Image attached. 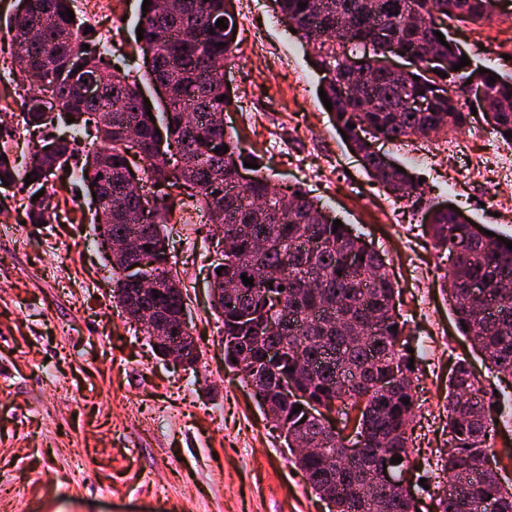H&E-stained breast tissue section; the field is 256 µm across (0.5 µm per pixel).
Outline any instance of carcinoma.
Returning a JSON list of instances; mask_svg holds the SVG:
<instances>
[{
  "label": "carcinoma",
  "mask_w": 512,
  "mask_h": 512,
  "mask_svg": "<svg viewBox=\"0 0 512 512\" xmlns=\"http://www.w3.org/2000/svg\"><path fill=\"white\" fill-rule=\"evenodd\" d=\"M29 2L25 22L6 21L22 49L12 56V69L29 156L20 162L0 149V185L21 184L25 215L29 223L41 224L51 222L50 196L32 197L45 189L47 173L61 171L87 185L100 184L103 191L93 202L96 230L135 238L153 254L134 270L126 258L112 263L113 298L125 311L129 279L155 281L161 285L159 297L137 299L133 311L163 317L173 336L189 335V327L179 321L186 302L168 253L167 224L175 218L174 206L182 209L191 201L209 223L222 226L231 245L214 266L221 273H212L216 287L224 290L215 312L224 326L225 361H243L242 376L253 381L264 369L267 344L288 347L282 376L288 395L296 398L285 401L272 390L266 400L272 418L288 423L293 441L287 448L322 437L320 452L295 457L311 489L332 493V512H378L380 498L385 512H416L414 496L386 495L368 465L375 455L391 452L408 466V424L417 402L414 369L401 344L405 323L396 313L397 290L385 259L348 225L336 228L322 221L323 206L299 186L284 189L258 168L247 186L236 187L238 168L254 160L227 127L210 119L231 103L221 95L224 59L237 51L233 0H175L162 9L150 0L138 25L140 50L154 63L139 80L112 66L98 31L84 33L88 23L79 16L69 20L65 11L73 0ZM276 2L325 72L321 87L332 102L336 127L348 136L346 144L367 175L395 197L421 204L424 189L413 173L385 163L371 142L428 138L440 126L469 127L472 111L464 109L462 96L487 99L495 109L485 115L487 124L512 143L504 136L512 133V77L468 65L453 70L464 52L449 36L447 22L488 20L490 0ZM300 2L307 7L299 8ZM221 18L228 28L216 26ZM437 31L447 45L439 42ZM388 35L410 56V68L401 75L389 70L390 52L365 56L337 50ZM426 41L434 42L443 59L432 68L417 57ZM87 75L100 81L93 99L80 90ZM141 81L168 86L162 109L151 117L142 106ZM43 97L56 99L60 113L72 119L69 136L53 133V122L39 109ZM100 114L112 116V123L99 125ZM225 145L228 151L215 152ZM98 151L103 159L93 168L87 155ZM131 154L160 187L150 201L138 200L125 186ZM28 174L35 182L27 186ZM140 206L152 213L151 223L130 222V213ZM424 219L437 247L451 254L459 244L466 250L448 269V301L459 332L491 369L512 378V287L503 285L512 280V250L479 231L481 224H462L457 214L433 204L424 207ZM311 238L320 241L319 249L308 247ZM243 274L253 284H244ZM281 296L288 300L290 317L272 334L264 323L277 320L275 301ZM383 378L397 384L388 395L376 389ZM332 400L339 401L345 417V409L358 410L356 433L364 437V455L357 459L341 451L345 438L326 427L321 411L313 415L305 409L310 402ZM300 405L303 409L293 412ZM494 425L480 381L467 362L458 361L448 376V453L438 512H487L490 499L500 504V512H512V484L500 473L491 448Z\"/></svg>",
  "instance_id": "cac0c4a2"
}]
</instances>
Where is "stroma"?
Wrapping results in <instances>:
<instances>
[{"label": "stroma", "mask_w": 512, "mask_h": 512, "mask_svg": "<svg viewBox=\"0 0 512 512\" xmlns=\"http://www.w3.org/2000/svg\"><path fill=\"white\" fill-rule=\"evenodd\" d=\"M490 20L452 33L473 63L512 73V0ZM141 0L92 15L112 60L143 74ZM240 49L224 71V123L277 182L299 185L385 256L401 291L419 406L411 424V490L437 512L448 448V372L468 360L493 404V448L512 479V389L456 329L445 293L450 264L422 229L414 201L387 195L339 138L321 105V73L288 31L275 0H235ZM14 47L0 28V135L24 147L10 73ZM422 181L424 198L512 234V182L498 167L512 145L475 116L470 128L379 142ZM431 151L428 163L419 156ZM63 221L29 224L17 188L0 187V512H329L224 361L211 308L213 224H172L168 243L187 294L200 356L194 367L157 356L112 298V271L88 220L89 196L54 182Z\"/></svg>", "instance_id": "1"}]
</instances>
